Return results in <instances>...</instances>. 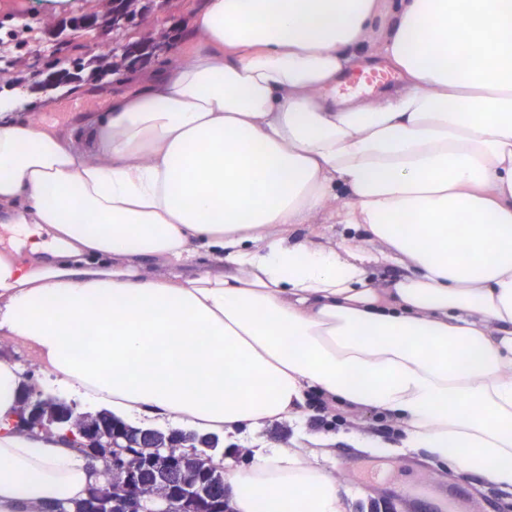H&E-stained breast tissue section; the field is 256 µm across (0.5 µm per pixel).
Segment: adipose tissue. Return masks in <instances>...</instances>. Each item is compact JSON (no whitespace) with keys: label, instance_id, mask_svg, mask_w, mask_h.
<instances>
[{"label":"adipose tissue","instance_id":"1","mask_svg":"<svg viewBox=\"0 0 512 512\" xmlns=\"http://www.w3.org/2000/svg\"><path fill=\"white\" fill-rule=\"evenodd\" d=\"M379 65L377 100L325 96ZM129 82L89 148L0 94V512H73L102 468L16 427L34 365L140 428L239 437L316 393L512 492V0H206ZM318 218L347 236L298 239ZM311 454L252 449L229 512H349Z\"/></svg>","mask_w":512,"mask_h":512}]
</instances>
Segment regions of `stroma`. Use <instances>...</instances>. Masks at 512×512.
Here are the masks:
<instances>
[{"label":"stroma","mask_w":512,"mask_h":512,"mask_svg":"<svg viewBox=\"0 0 512 512\" xmlns=\"http://www.w3.org/2000/svg\"><path fill=\"white\" fill-rule=\"evenodd\" d=\"M105 0H0V92L16 89L43 97L42 77L33 73L32 48H40L42 67L56 61L55 45L70 38L68 22L81 15H103ZM125 71H115L102 80L83 81L80 92L43 102L32 116L34 123L82 134V121L108 106L109 95L126 91ZM374 414H350L344 435L319 449L317 462L341 478L351 496V512H371L373 504L390 498L397 512H444L447 497L461 502L460 512H498L499 505L512 504V494L485 487L477 478L460 480L423 456L363 451L350 442V435L372 433ZM319 426L305 417L294 423H275L259 435L261 444L274 448L304 445L306 436L318 434Z\"/></svg>","instance_id":"35a3bbf8"}]
</instances>
